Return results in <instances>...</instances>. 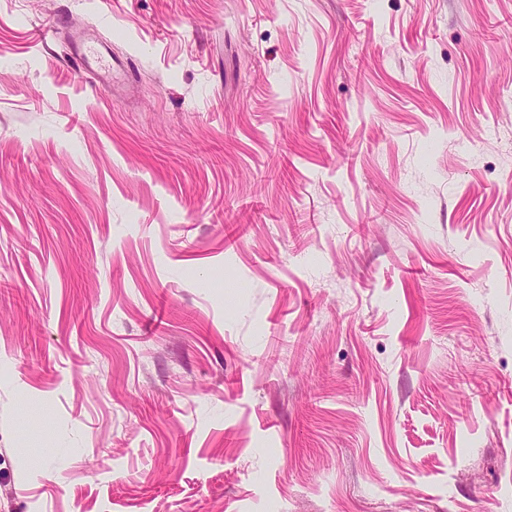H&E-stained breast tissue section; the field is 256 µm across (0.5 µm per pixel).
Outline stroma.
Listing matches in <instances>:
<instances>
[{
	"mask_svg": "<svg viewBox=\"0 0 512 512\" xmlns=\"http://www.w3.org/2000/svg\"><path fill=\"white\" fill-rule=\"evenodd\" d=\"M0 512H512V0H0ZM131 71V62L128 59L114 57L112 65L99 63V73L104 83L114 85Z\"/></svg>",
	"mask_w": 512,
	"mask_h": 512,
	"instance_id": "1",
	"label": "stroma"
}]
</instances>
